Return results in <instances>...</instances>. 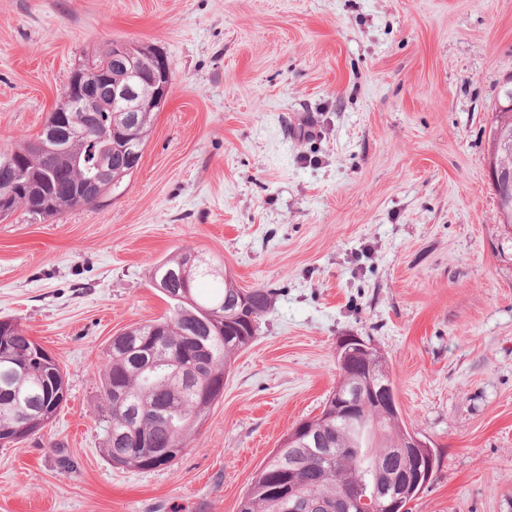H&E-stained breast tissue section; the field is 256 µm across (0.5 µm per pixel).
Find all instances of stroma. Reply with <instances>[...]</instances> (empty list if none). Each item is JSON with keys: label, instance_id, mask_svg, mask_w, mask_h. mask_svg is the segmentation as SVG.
<instances>
[{"label": "stroma", "instance_id": "35a3bbf8", "mask_svg": "<svg viewBox=\"0 0 512 512\" xmlns=\"http://www.w3.org/2000/svg\"><path fill=\"white\" fill-rule=\"evenodd\" d=\"M115 41L172 71L138 169L93 208L0 221V320L68 381L52 424L0 446V512H238L346 336L437 456L409 512H512V243L486 167L512 0H0V150ZM185 251L275 301L182 455L117 468L106 351L167 315L151 273Z\"/></svg>", "mask_w": 512, "mask_h": 512}]
</instances>
